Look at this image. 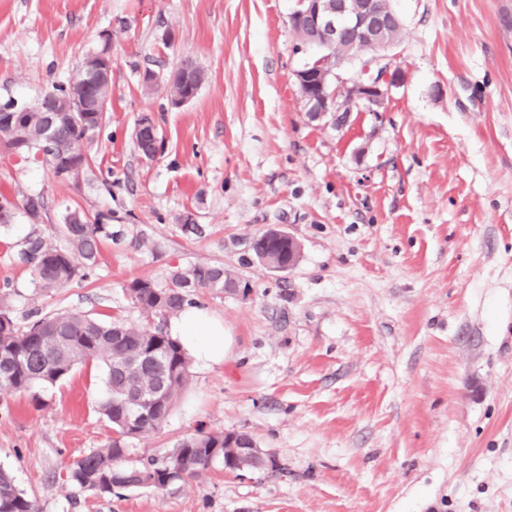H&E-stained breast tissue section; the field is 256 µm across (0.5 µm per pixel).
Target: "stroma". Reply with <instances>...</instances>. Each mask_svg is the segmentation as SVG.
I'll return each mask as SVG.
<instances>
[{"mask_svg":"<svg viewBox=\"0 0 512 512\" xmlns=\"http://www.w3.org/2000/svg\"><path fill=\"white\" fill-rule=\"evenodd\" d=\"M391 5L406 81L337 130L308 119L295 82L318 54L291 28L297 0H0V105H32L86 53L112 57L78 179L0 147V196L46 202L40 225L0 228L11 317L147 324L127 281L224 265L242 291L198 300L224 322L223 364L192 366L161 432L125 445L137 460L199 429L244 432L280 464L217 465L162 493L70 486L68 464L114 436L90 361L0 394V469L41 512H512V0ZM184 58L205 80L176 107L165 80ZM144 113L152 160L133 142ZM75 210L112 236L89 279L42 293L18 253L34 231L60 243ZM270 228L301 245L287 271L250 250Z\"/></svg>","mask_w":512,"mask_h":512,"instance_id":"obj_1","label":"stroma"}]
</instances>
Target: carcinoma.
Listing matches in <instances>:
<instances>
[{
	"label": "carcinoma",
	"mask_w": 512,
	"mask_h": 512,
	"mask_svg": "<svg viewBox=\"0 0 512 512\" xmlns=\"http://www.w3.org/2000/svg\"><path fill=\"white\" fill-rule=\"evenodd\" d=\"M102 112L63 114L51 131H45L39 113L0 112V143L16 154L42 153L53 175L60 179L79 176L86 163L83 143L86 134L102 125ZM32 225L42 221L44 198L29 195L17 205ZM64 244L56 245L41 235H29L19 253L28 267L36 288L49 293L77 278H86L97 263L102 237H112L106 224H95L77 212L68 214L61 225ZM252 252L264 266L296 262L300 246L288 243L275 229L252 241ZM239 282L222 264H193L176 268L163 288L150 280L134 278L124 294L129 303L159 318L153 326L123 320L102 321L81 311L71 310L44 315L20 328L9 315V294L0 295V391L17 393L35 385L55 386L73 370L88 361L102 363L105 381L99 413L117 434L100 448L73 461L67 481L94 495L116 489L143 488L164 491L177 484L198 481L211 466L223 462L224 470L237 471L235 463H224V432L202 429L179 440L159 456L128 460L123 441L158 433L189 383V355L180 342L169 335L166 322L196 303L205 292L232 293ZM154 351L159 357L154 372L135 368L124 373L113 370L140 352ZM164 382L156 401L135 415L122 403L121 390L153 388L155 380ZM0 512H40L37 500L15 484L13 477L0 470Z\"/></svg>",
	"instance_id": "obj_1"
}]
</instances>
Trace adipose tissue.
<instances>
[{
    "label": "adipose tissue",
    "instance_id": "adipose-tissue-1",
    "mask_svg": "<svg viewBox=\"0 0 512 512\" xmlns=\"http://www.w3.org/2000/svg\"><path fill=\"white\" fill-rule=\"evenodd\" d=\"M169 332L181 340L201 368L223 363L224 322L206 309L197 306L184 309L170 322Z\"/></svg>",
    "mask_w": 512,
    "mask_h": 512
}]
</instances>
